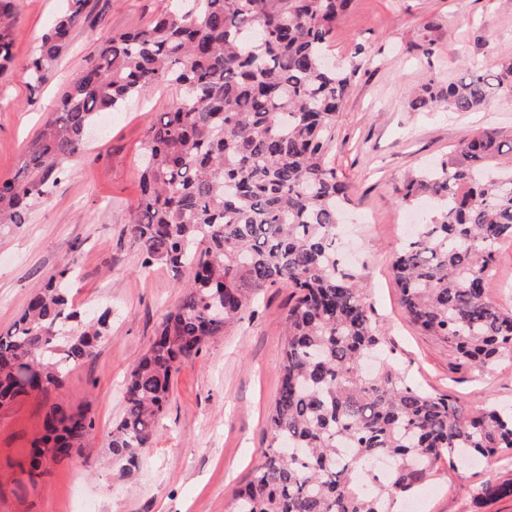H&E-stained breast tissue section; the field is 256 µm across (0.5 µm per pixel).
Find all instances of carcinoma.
<instances>
[{
  "instance_id": "obj_1",
  "label": "carcinoma",
  "mask_w": 512,
  "mask_h": 512,
  "mask_svg": "<svg viewBox=\"0 0 512 512\" xmlns=\"http://www.w3.org/2000/svg\"><path fill=\"white\" fill-rule=\"evenodd\" d=\"M88 0H66L26 63L37 90L68 46ZM351 0H179L147 25L103 35L56 112L26 147L22 174L0 181V224H25L51 193L89 129L158 83L180 101L148 126L137 157L140 193L128 233L142 264L191 270L178 307L132 368L109 442L125 470L151 447L178 364L224 333L265 288H293L280 387L263 463L234 512H394L431 482L442 460L457 467L512 454V407L468 408L427 393L385 355L358 276L339 256L346 184L329 164L331 131L351 73L325 64L336 20ZM14 0H0V75L13 63ZM512 95V63L494 79L478 68L430 79L411 108L473 112ZM434 216L417 225L392 263L400 304L423 332L448 342L481 372L512 359V309L487 284L501 243L512 241V148L486 133L411 176L399 192ZM51 275L0 333V405L62 386L94 355L109 312L73 308ZM83 411L55 407L28 452L31 472L81 455L94 435ZM395 462L383 480L369 464ZM512 497V478L474 499Z\"/></svg>"
}]
</instances>
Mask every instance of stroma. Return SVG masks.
Instances as JSON below:
<instances>
[{"instance_id":"obj_1","label":"stroma","mask_w":512,"mask_h":512,"mask_svg":"<svg viewBox=\"0 0 512 512\" xmlns=\"http://www.w3.org/2000/svg\"><path fill=\"white\" fill-rule=\"evenodd\" d=\"M173 2L89 0L84 22L34 93L24 65L66 0H15L14 66L0 77V180L18 175L25 147L100 37L145 26ZM329 60L356 71L329 156L349 187L343 250L399 368L420 389L471 407L512 404V361L483 374L462 365L446 341L408 321L391 271L404 226L429 216L398 204L403 182L426 162L451 156L468 136L493 131L512 140L510 96L475 112L410 106L424 81L458 79L473 63L495 74L512 60V5L353 0L332 32ZM180 96L174 87L157 85L113 113L109 135L88 142L82 156L65 164L28 222L0 230V332L13 325L45 277L66 267L75 309L112 312L111 331L94 358L71 370L59 389L0 407V512H233L237 489L263 459L280 387L290 297L283 285L259 292L240 320L182 363L155 442L136 470L113 465L108 449L124 412L125 378L181 298L182 276L162 265L143 267L127 232L146 128ZM55 404L87 411L96 433L80 457L49 465L33 484L21 465ZM511 469L505 461L441 469L417 491L422 512H512L510 497L485 506L473 498L476 486L504 479Z\"/></svg>"}]
</instances>
